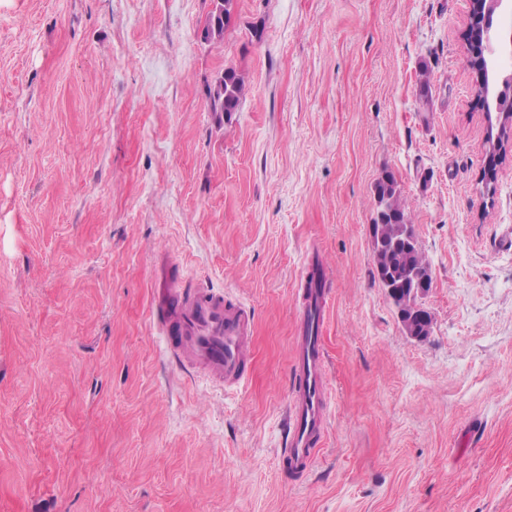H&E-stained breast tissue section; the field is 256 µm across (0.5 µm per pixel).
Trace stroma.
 Wrapping results in <instances>:
<instances>
[{
    "instance_id": "35a3bbf8",
    "label": "stroma",
    "mask_w": 512,
    "mask_h": 512,
    "mask_svg": "<svg viewBox=\"0 0 512 512\" xmlns=\"http://www.w3.org/2000/svg\"><path fill=\"white\" fill-rule=\"evenodd\" d=\"M236 3L213 43L212 0H0V512H512V132L486 142L469 0ZM387 170L433 280L421 341L374 275ZM313 253L328 430L294 474ZM172 281L250 310L240 387L165 354ZM246 91L242 76L234 67H226L210 91L213 111L224 112L225 118H231L234 112H238Z\"/></svg>"
}]
</instances>
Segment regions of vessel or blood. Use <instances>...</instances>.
Instances as JSON below:
<instances>
[{
	"label": "vessel or blood",
	"instance_id": "1",
	"mask_svg": "<svg viewBox=\"0 0 512 512\" xmlns=\"http://www.w3.org/2000/svg\"><path fill=\"white\" fill-rule=\"evenodd\" d=\"M306 291L293 342L292 387L284 417L281 458L291 472L306 471L327 429V372L322 349V311L328 293L324 267L310 262L302 272ZM156 325L166 351L185 370L200 371L218 387L241 384L250 369L253 325L247 312L228 307L221 295L200 288L163 289Z\"/></svg>",
	"mask_w": 512,
	"mask_h": 512
}]
</instances>
